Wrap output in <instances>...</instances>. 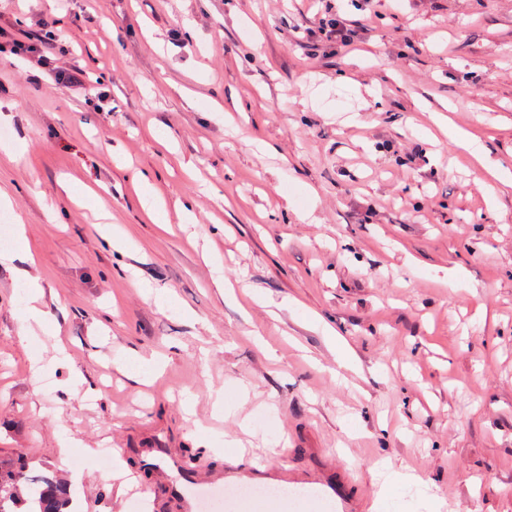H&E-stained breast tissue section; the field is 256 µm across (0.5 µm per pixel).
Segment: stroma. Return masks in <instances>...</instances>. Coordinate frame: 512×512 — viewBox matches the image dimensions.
Masks as SVG:
<instances>
[{"mask_svg":"<svg viewBox=\"0 0 512 512\" xmlns=\"http://www.w3.org/2000/svg\"><path fill=\"white\" fill-rule=\"evenodd\" d=\"M25 8L27 42L55 24L113 109L0 53V250H31L45 312L20 338L28 283L0 267V460L65 478L81 512H176L145 448L340 473L355 512H512V186L427 137L444 110L512 165V0H343L353 52L307 0ZM380 460L430 493L381 491Z\"/></svg>","mask_w":512,"mask_h":512,"instance_id":"obj_1","label":"stroma"}]
</instances>
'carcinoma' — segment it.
Wrapping results in <instances>:
<instances>
[{
    "mask_svg": "<svg viewBox=\"0 0 512 512\" xmlns=\"http://www.w3.org/2000/svg\"><path fill=\"white\" fill-rule=\"evenodd\" d=\"M70 485L48 475H31L25 464L3 469L0 462V512H69Z\"/></svg>",
    "mask_w": 512,
    "mask_h": 512,
    "instance_id": "1",
    "label": "carcinoma"
}]
</instances>
